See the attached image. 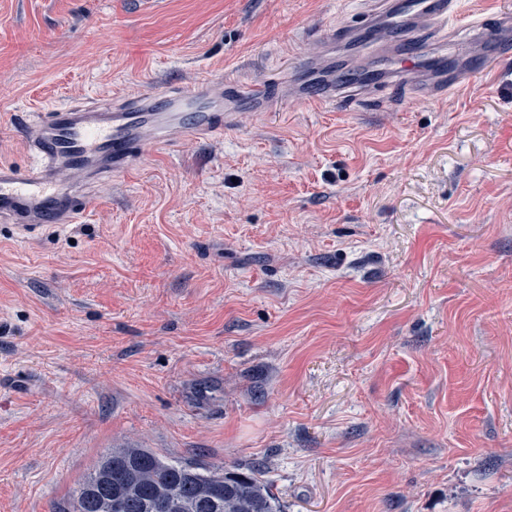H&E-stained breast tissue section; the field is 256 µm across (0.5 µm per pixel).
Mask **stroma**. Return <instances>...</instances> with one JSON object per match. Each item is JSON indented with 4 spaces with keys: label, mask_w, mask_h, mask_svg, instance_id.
Wrapping results in <instances>:
<instances>
[{
    "label": "stroma",
    "mask_w": 512,
    "mask_h": 512,
    "mask_svg": "<svg viewBox=\"0 0 512 512\" xmlns=\"http://www.w3.org/2000/svg\"><path fill=\"white\" fill-rule=\"evenodd\" d=\"M363 0H0L16 116L277 79L220 141L146 155L80 223L0 224V512L96 461L263 462L288 512H512V59L436 101L314 111L313 33Z\"/></svg>",
    "instance_id": "stroma-1"
}]
</instances>
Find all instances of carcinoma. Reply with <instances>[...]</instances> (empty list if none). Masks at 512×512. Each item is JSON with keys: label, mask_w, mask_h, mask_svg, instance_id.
<instances>
[{"label": "carcinoma", "mask_w": 512, "mask_h": 512, "mask_svg": "<svg viewBox=\"0 0 512 512\" xmlns=\"http://www.w3.org/2000/svg\"><path fill=\"white\" fill-rule=\"evenodd\" d=\"M256 464L208 469L152 448H114L98 459L67 512H285Z\"/></svg>", "instance_id": "1"}]
</instances>
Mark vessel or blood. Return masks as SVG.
Here are the masks:
<instances>
[{"instance_id":"1","label":"vessel or blood","mask_w":512,"mask_h":512,"mask_svg":"<svg viewBox=\"0 0 512 512\" xmlns=\"http://www.w3.org/2000/svg\"><path fill=\"white\" fill-rule=\"evenodd\" d=\"M456 11L457 0H379L357 24L318 36L324 46L366 35L385 65L314 82L307 99L318 107L351 106L363 94L378 96L401 85L416 99L435 101L469 83L477 69L496 66L512 48V16L472 23L464 38L455 39L445 24ZM477 49L484 55L476 69L468 59ZM266 100V92L250 83L203 78L177 86L150 84L132 98L77 100L21 117L35 162L25 168L0 164V223L12 225L24 240L79 223L92 188L138 167L149 151H171L187 139H222L242 105L259 110Z\"/></svg>"}]
</instances>
